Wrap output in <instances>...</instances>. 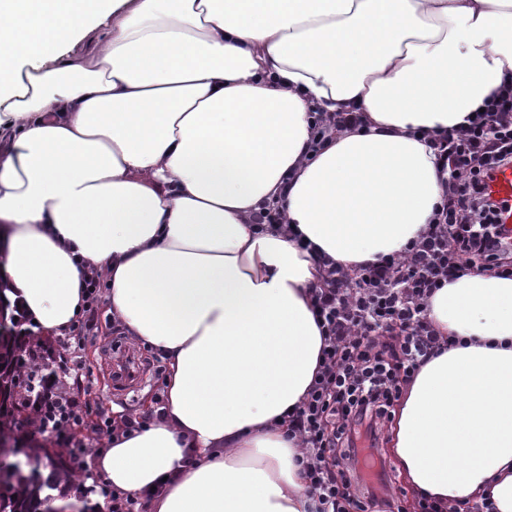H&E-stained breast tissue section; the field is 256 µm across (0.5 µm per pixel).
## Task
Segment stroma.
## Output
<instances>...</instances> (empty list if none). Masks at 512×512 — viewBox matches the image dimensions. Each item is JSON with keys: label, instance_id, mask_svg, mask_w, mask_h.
Here are the masks:
<instances>
[{"label": "stroma", "instance_id": "obj_1", "mask_svg": "<svg viewBox=\"0 0 512 512\" xmlns=\"http://www.w3.org/2000/svg\"><path fill=\"white\" fill-rule=\"evenodd\" d=\"M48 349V359L37 360V368L45 365H67L69 371L61 376V383L70 387L71 394L82 409L85 424L78 427L72 442L76 448H101L108 443V436L91 430L90 425L98 416H111L113 406L127 411L140 410L144 404H155L165 397L167 364L154 349L133 344L129 336L117 334L107 306H100L96 326L84 335L68 334L51 340H42ZM139 358L146 364L147 376L133 384L127 391L115 390L112 382V361ZM377 464L369 481L376 490H389L402 505L403 512H413L410 486L401 475L389 441H382L374 451Z\"/></svg>", "mask_w": 512, "mask_h": 512}]
</instances>
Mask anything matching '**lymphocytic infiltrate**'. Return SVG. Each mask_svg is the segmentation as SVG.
<instances>
[{
    "label": "lymphocytic infiltrate",
    "instance_id": "1",
    "mask_svg": "<svg viewBox=\"0 0 512 512\" xmlns=\"http://www.w3.org/2000/svg\"><path fill=\"white\" fill-rule=\"evenodd\" d=\"M448 177L442 201L404 255L355 269L323 260L312 288L324 335L321 370L288 429L308 449L302 465L315 512H369L379 500L360 491L359 446L375 443L405 384L442 340L428 318L438 288L477 269L512 276V226L498 218L501 203L487 182L512 166V85L472 112L465 125L429 135ZM44 411L58 434L82 422L69 392L42 382Z\"/></svg>",
    "mask_w": 512,
    "mask_h": 512
}]
</instances>
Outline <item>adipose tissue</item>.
Segmentation results:
<instances>
[{
    "label": "adipose tissue",
    "instance_id": "1",
    "mask_svg": "<svg viewBox=\"0 0 512 512\" xmlns=\"http://www.w3.org/2000/svg\"><path fill=\"white\" fill-rule=\"evenodd\" d=\"M512 83V0H0V286L67 335L85 273L168 364L159 421L90 451L148 512H311L288 416L321 366L310 288L418 239L426 133ZM315 112L360 127L311 145ZM288 229L254 223L266 205ZM428 316L451 345L390 426L414 497L512 512V277Z\"/></svg>",
    "mask_w": 512,
    "mask_h": 512
}]
</instances>
